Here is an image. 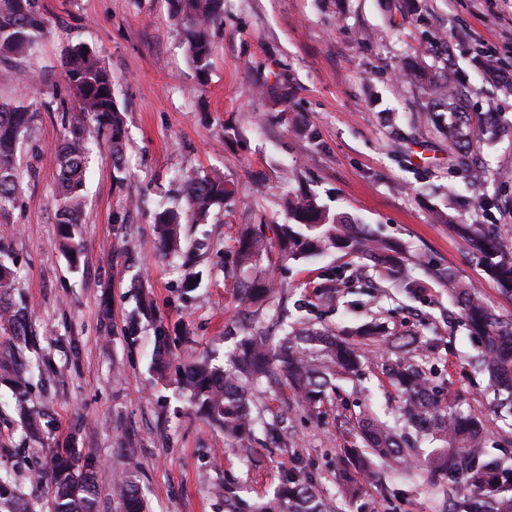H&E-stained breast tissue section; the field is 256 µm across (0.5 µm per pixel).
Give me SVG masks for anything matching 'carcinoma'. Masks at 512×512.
<instances>
[{
	"label": "carcinoma",
	"mask_w": 512,
	"mask_h": 512,
	"mask_svg": "<svg viewBox=\"0 0 512 512\" xmlns=\"http://www.w3.org/2000/svg\"><path fill=\"white\" fill-rule=\"evenodd\" d=\"M172 16L181 27L187 53L196 73L205 78L213 45L211 28L224 13V0H171ZM45 20L37 0H0V60L23 58L43 34ZM67 87L63 109L68 112L63 142L56 152L55 207L59 247L78 261L84 245L76 229L83 223V184L89 145L105 133L112 144L114 180H125L122 152L125 122L112 93V73L99 54L85 45L68 48L62 59ZM410 82L426 87L428 99L442 102L448 112V143L454 148L456 165L479 186L485 171L473 161L476 143L460 132L473 127L478 138L493 141L498 131L491 118L495 109L466 110L467 94L459 86L452 66L444 78L433 79L415 69L404 70ZM35 118L24 106L0 105V210L18 197L20 176L17 152ZM184 204L158 205L154 221L159 229V247L165 254H181L186 262L195 258L193 246L182 236V225L197 224L214 206L233 198L231 184L221 177H201L193 172L181 176ZM458 206L473 214L468 224H457L454 216L437 212V219L465 243L472 260L485 268L512 296V247L503 244L496 224L490 222L500 210L498 199L476 191L457 196ZM288 223L279 225L277 239H269L261 224H247L235 245L237 303L240 311L257 316L267 309L271 288L261 262L278 246L286 260L312 257L334 249L352 261L328 272L322 298H342L374 278L388 279L401 293L418 297L434 284L448 289L459 309V324L477 342L467 365L475 375L488 377L493 411L502 414L505 428L500 439L512 446V315L498 313L471 283L460 280L448 267L436 269L427 284L412 275L413 261L396 240L358 228L344 215H332L314 195L297 193L282 203ZM14 270L0 257V324L12 340L0 347V368L12 372V397L31 432L38 431L44 413L27 406L33 387V366L22 362L26 340L28 307L11 302ZM385 346L388 356L381 362V374L401 398L398 416L382 421L372 408L362 409L348 420L350 431L361 446L349 449L355 467L367 471L378 461L388 468L406 462L431 492L441 498L442 512H512V458L492 453L482 420L459 408L442 393L435 368L426 353L432 341L419 334L394 335L381 321L371 317L352 331L338 332L324 324L319 305L310 303L305 315L287 323L281 334L270 336L254 326L224 353V367L207 358L185 366L180 381L190 406L224 431V437L238 441L255 433L257 426L274 433L286 421L274 415L266 421L267 405L248 385L266 382L271 388H289L298 405L315 411L337 394L341 383L362 374L371 347ZM425 442L434 445L427 454L419 452ZM94 459L77 448L64 449L47 474L51 489L50 512H97L98 490L93 473ZM129 466L117 479L113 494L120 512H145ZM279 512H339L312 482L297 476L288 478L278 493ZM0 512H34L18 491L0 486Z\"/></svg>",
	"instance_id": "cac0c4a2"
}]
</instances>
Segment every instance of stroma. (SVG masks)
<instances>
[{
  "mask_svg": "<svg viewBox=\"0 0 512 512\" xmlns=\"http://www.w3.org/2000/svg\"><path fill=\"white\" fill-rule=\"evenodd\" d=\"M403 0H224L212 29L213 54L199 82L169 0H38L47 31L28 55L0 62V103L32 107L33 128L21 153L22 190L0 211V251L14 262L15 297L31 311L35 359L30 404L44 411L29 436L8 390L0 391V482L18 488L37 512H49L50 487L38 479L57 451L75 447L98 461L99 512H117L112 485L136 450L138 485L149 512H224L226 495L276 508L275 492L294 473L312 481L343 512H441L438 497L415 478L384 472L366 494H341L347 450L355 438L345 421L363 398L347 382L319 417L298 407L289 389L265 395L272 412H288L279 440L264 432L232 443L191 412L179 386L183 366L223 356L240 334L233 251L240 225L262 224L267 235L287 223L282 198L306 188L331 212L402 242L413 273L426 278L445 266L480 288L498 313L512 314L483 267L468 256L434 210L458 214L449 189L466 192L448 138L423 90L397 76L404 62L440 71L453 61L471 102L494 103L507 130L481 144L485 192L499 196L496 222L512 247V91L475 67L474 51L512 59V6L502 0H415L402 20ZM85 44L112 72V92L125 110L126 178L113 180L112 148L100 137L86 173L80 226L84 251L70 265L58 250L54 148L65 132L59 99L66 90L64 50ZM41 95H34V88ZM223 174L236 197L206 223L185 232L200 248L197 285L185 294L181 260L158 249L153 213L161 199L181 200L179 175ZM127 238L132 262L112 255ZM341 253L299 261L271 251L263 263L275 303L291 316L313 299ZM388 323L403 333L418 313L431 315L432 360L449 397L484 412L490 433L498 421L486 407L484 377L463 364L475 348L451 328L445 290L428 301L397 297ZM167 335L166 368L151 367L158 330Z\"/></svg>",
  "mask_w": 512,
  "mask_h": 512,
  "instance_id": "obj_1",
  "label": "stroma"
}]
</instances>
